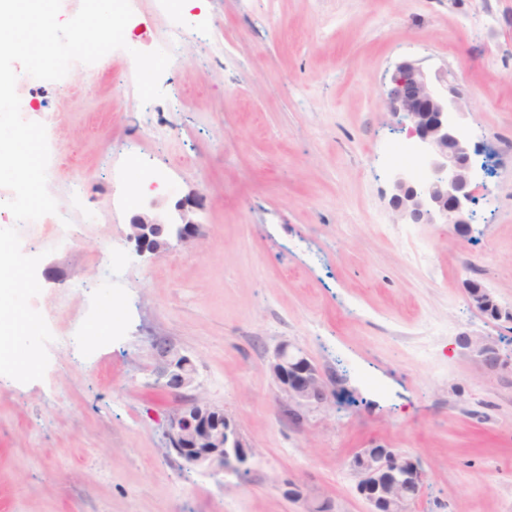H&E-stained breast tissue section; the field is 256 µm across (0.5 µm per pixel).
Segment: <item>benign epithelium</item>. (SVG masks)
<instances>
[{
  "instance_id": "benign-epithelium-1",
  "label": "benign epithelium",
  "mask_w": 512,
  "mask_h": 512,
  "mask_svg": "<svg viewBox=\"0 0 512 512\" xmlns=\"http://www.w3.org/2000/svg\"><path fill=\"white\" fill-rule=\"evenodd\" d=\"M386 99L390 110L409 124L410 135L424 145L427 178L416 182L405 176L395 181L394 207L410 224H451L455 229L470 224L475 199L472 155L476 151L462 139L448 113H463L454 85L445 77L430 76L422 67L398 65ZM197 203L187 199L177 207L178 221L155 207L136 215L128 238L139 253L161 255L200 234L195 220ZM469 304L478 312L497 305L494 296L471 280L465 284ZM459 344L490 374L512 372V356L504 353L488 336L464 334ZM159 377L176 393L193 386L195 367L191 360L164 341L155 344ZM280 393L279 402L294 419L300 408L329 402L332 392L314 362L299 348L280 345L269 365ZM168 439L171 449L188 465L219 469L225 474L247 472L253 448L240 437L234 424L199 395H192L172 415ZM359 476L358 491L370 512H411L419 498L426 474L413 457L393 448H362L352 459Z\"/></svg>"
}]
</instances>
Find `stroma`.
I'll use <instances>...</instances> for the list:
<instances>
[{
  "instance_id": "1",
  "label": "stroma",
  "mask_w": 512,
  "mask_h": 512,
  "mask_svg": "<svg viewBox=\"0 0 512 512\" xmlns=\"http://www.w3.org/2000/svg\"><path fill=\"white\" fill-rule=\"evenodd\" d=\"M126 50L102 77L69 70L18 86L57 120L89 209L50 247L0 236L29 273L8 295L15 342L41 366L0 360V512H303L283 483L368 512L350 466L362 448L417 459L413 512H512V377L457 344L512 324L472 308L465 280L512 309V0H138ZM209 26L141 103L132 50L175 24ZM447 72L470 144L499 147L493 194L468 233L393 209L407 128L386 105L397 66ZM143 185L118 201L122 181ZM197 196L201 235L157 257L127 238L135 214ZM122 306L114 323L96 310ZM100 338L85 356L80 335ZM196 367L199 393L255 455L239 476L189 466L169 447L181 399L157 380L155 339ZM284 342L340 393L289 418L269 371Z\"/></svg>"
}]
</instances>
